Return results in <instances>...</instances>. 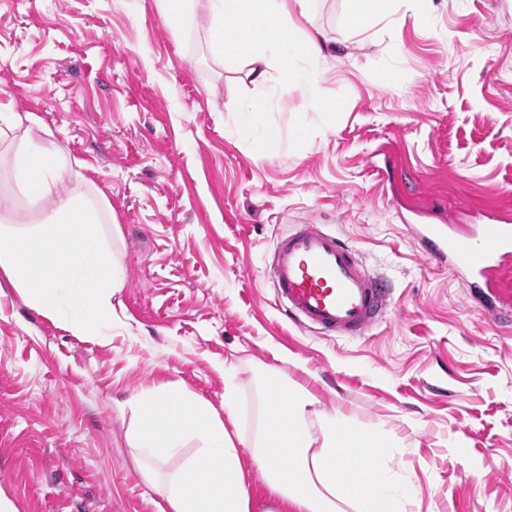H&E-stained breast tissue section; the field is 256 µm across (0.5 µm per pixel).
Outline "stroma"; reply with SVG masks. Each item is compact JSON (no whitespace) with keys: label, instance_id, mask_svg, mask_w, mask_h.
I'll return each instance as SVG.
<instances>
[{"label":"stroma","instance_id":"stroma-1","mask_svg":"<svg viewBox=\"0 0 512 512\" xmlns=\"http://www.w3.org/2000/svg\"><path fill=\"white\" fill-rule=\"evenodd\" d=\"M397 0L368 40L341 42L340 0H313L336 46L331 112L214 64L207 18L179 30L157 0H0V110L31 114L68 158L61 192L94 191L118 226L125 280L102 339L0 280V496L18 512H162L129 446L127 400L178 388L256 424L262 372L325 410L386 430L421 512H512V327L464 274L427 260L414 224L512 220V0ZM398 43V58L385 47ZM265 100L264 121L244 118ZM36 221L0 157V216ZM321 224L386 278L365 336L320 337L273 304L277 236Z\"/></svg>","mask_w":512,"mask_h":512}]
</instances>
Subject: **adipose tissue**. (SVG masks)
<instances>
[{
    "instance_id": "ef3b65f1",
    "label": "adipose tissue",
    "mask_w": 512,
    "mask_h": 512,
    "mask_svg": "<svg viewBox=\"0 0 512 512\" xmlns=\"http://www.w3.org/2000/svg\"><path fill=\"white\" fill-rule=\"evenodd\" d=\"M341 2L344 36L353 39L392 0ZM158 7L179 25L201 14L210 18L207 37L216 62L245 56L252 84L264 85L276 70L280 92L297 95L301 111L327 110L321 86L327 56L319 36L305 30L310 0H158ZM4 122L20 131L10 145L15 178L40 217L24 227L0 225V276L43 314L85 335L106 336L112 295L125 278L101 230L108 209L98 197L59 193L67 159L51 131L36 135L14 112H1ZM287 389L285 402L262 406L250 437L252 459L282 512H420L411 476L389 464L394 444L384 431L319 409L305 387L291 383ZM131 406L140 417L131 445L152 461L145 478L168 512H252L234 435L207 402L175 390L143 393ZM189 439L198 442L195 454L177 471L161 472ZM366 447L374 456L362 468L354 451Z\"/></svg>"
}]
</instances>
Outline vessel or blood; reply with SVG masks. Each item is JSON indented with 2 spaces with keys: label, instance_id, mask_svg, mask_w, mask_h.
Here are the masks:
<instances>
[{
  "label": "vessel or blood",
  "instance_id": "b4317fda",
  "mask_svg": "<svg viewBox=\"0 0 512 512\" xmlns=\"http://www.w3.org/2000/svg\"><path fill=\"white\" fill-rule=\"evenodd\" d=\"M412 231L428 260L464 273L470 297L489 315L512 321V303L489 285L491 272L512 258V224L488 212L466 235L446 224H416ZM268 274L276 304L299 328L319 336L365 335L391 302L388 284L367 269L358 250L320 224H300L278 237Z\"/></svg>",
  "mask_w": 512,
  "mask_h": 512
}]
</instances>
